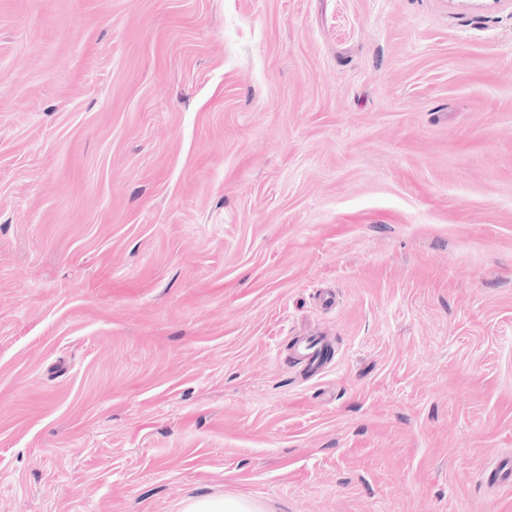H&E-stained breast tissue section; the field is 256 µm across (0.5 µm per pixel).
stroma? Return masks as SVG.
Instances as JSON below:
<instances>
[{
    "mask_svg": "<svg viewBox=\"0 0 512 512\" xmlns=\"http://www.w3.org/2000/svg\"><path fill=\"white\" fill-rule=\"evenodd\" d=\"M510 460L512 0H0V512H512ZM296 355L308 373L320 376L325 371L327 351L319 336H307L296 347ZM181 512H264V508L244 496H210L188 499Z\"/></svg>",
    "mask_w": 512,
    "mask_h": 512,
    "instance_id": "obj_1",
    "label": "stroma"
}]
</instances>
